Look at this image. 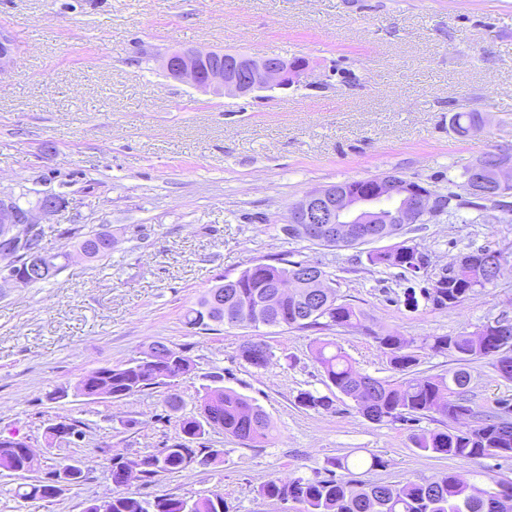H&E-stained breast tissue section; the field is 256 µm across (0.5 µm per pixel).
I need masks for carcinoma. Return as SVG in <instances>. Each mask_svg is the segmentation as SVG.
Masks as SVG:
<instances>
[{"label":"carcinoma","mask_w":512,"mask_h":512,"mask_svg":"<svg viewBox=\"0 0 512 512\" xmlns=\"http://www.w3.org/2000/svg\"><path fill=\"white\" fill-rule=\"evenodd\" d=\"M452 130L465 136L471 130L484 126L480 112H456L449 119ZM451 204L448 210H457L467 204L481 211L498 208L490 196L477 197L467 203L458 195H447ZM112 233L97 231L83 236L77 244L89 260L108 257L112 248ZM43 234L36 236V246L43 253L46 272L37 273L32 283H48L68 265L70 252L51 253L43 246ZM493 250L481 247L458 256L446 268V274L437 280L434 295L426 299L434 310H452L474 295L478 290L492 285L500 270L485 273L487 259ZM367 261L373 266L396 267L405 271L419 262L413 253L402 252L385 258L372 250ZM290 261L283 265L264 263L248 266L236 277L235 282L217 285L207 291L185 314V324L192 329L212 331L229 325L258 329L261 326L289 327L291 329L355 328L365 317L363 310L339 300L335 289H330V300L318 306L305 301L307 289L295 288L274 307L264 305L269 295L277 291L276 285L290 277ZM496 324L505 332L488 343H476L477 333L461 332L454 336H424L407 339L394 333L374 337L380 351L387 357L394 378H372L364 382L360 371L343 349L330 340H316L312 355L323 371L328 387L355 401L356 411L367 421L378 424H408L436 412L448 419L447 428L434 432L412 433L410 441L425 455L463 462L496 457L512 458V401H498V410L477 419L465 431L453 423L475 416L467 388L470 375L464 365L481 358H491L499 375L512 380V320L500 318ZM434 354L449 352L456 357L458 367L442 376L424 375L416 371L419 355L408 351L412 345ZM240 357L251 367L263 369L270 363L273 353L262 339L243 343ZM194 368L192 359L181 348L164 343L152 345L142 356L123 363L93 370L91 381L80 379L69 392L54 389L46 399L58 402L71 395L88 400L96 399L102 390L113 399H124L157 387H169L175 379ZM224 376L215 374L211 383L204 386L200 396V411L196 415L178 417L180 435L174 442L163 444L140 458L141 480L150 482L157 476L172 475L184 470L187 454L198 455L209 464L223 461L224 451L202 446V440L212 430H222L224 435L242 443L259 446L268 442L273 426L268 414L253 400L232 388L222 386ZM299 406L317 412H336L335 403L327 395L310 390L300 392ZM342 474H336V470ZM0 472H8L22 479L15 494L25 500L47 501L52 499L45 484L38 476H31L23 454L13 451L10 438H0ZM64 474L78 486L87 479L89 466L81 459L52 464L45 474ZM261 497L276 502L295 501L301 505L299 512H494L486 491L475 483H467L455 474H448L436 481H407L388 484L362 479L350 471L348 458L328 460V467L312 477H297L288 481L271 478L258 489ZM107 512H230L224 494L212 491L195 496L164 494L147 499L136 492L124 489L112 491V504Z\"/></svg>","instance_id":"1"}]
</instances>
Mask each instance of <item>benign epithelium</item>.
<instances>
[{"label": "benign epithelium", "instance_id": "1", "mask_svg": "<svg viewBox=\"0 0 512 512\" xmlns=\"http://www.w3.org/2000/svg\"><path fill=\"white\" fill-rule=\"evenodd\" d=\"M16 50L11 36L0 30V74L15 64ZM160 68L167 77L186 82L195 89L217 96L245 98L259 92L286 90L305 82L310 74L308 59L294 57L251 58L213 50H175L164 55ZM490 181L468 186L477 194L492 193L494 198L506 193L512 184V163L490 162L485 165ZM446 208L445 198L420 183L392 175L378 180L374 189L349 194L327 186L307 192L291 208L288 223L301 232L316 233L346 246L356 242H380L402 237L411 224H422ZM60 209L51 193L40 196L35 206L17 209L15 194L0 190V246H23L45 229L41 218ZM294 275L288 287L306 284L312 299L322 300L327 293L328 277L321 266L304 262L293 265ZM31 269L0 268V288L29 285Z\"/></svg>", "mask_w": 512, "mask_h": 512}]
</instances>
